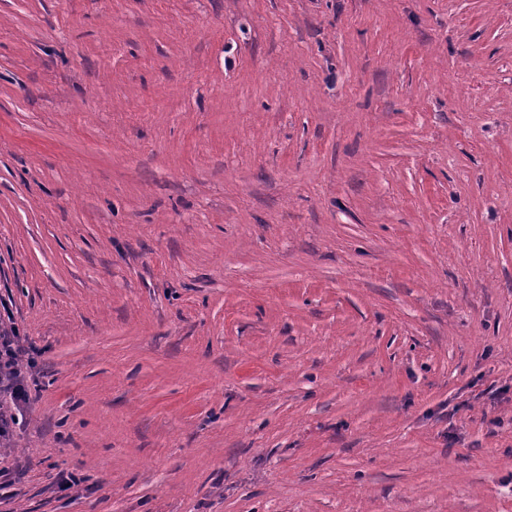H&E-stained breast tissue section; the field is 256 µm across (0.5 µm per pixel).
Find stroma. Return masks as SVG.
<instances>
[{"instance_id":"obj_1","label":"stroma","mask_w":512,"mask_h":512,"mask_svg":"<svg viewBox=\"0 0 512 512\" xmlns=\"http://www.w3.org/2000/svg\"><path fill=\"white\" fill-rule=\"evenodd\" d=\"M0 299V512H512V0H0ZM26 352L15 326L0 329V395L3 393L11 401V407H0L1 448H9L12 444L16 429L22 425L25 405L30 401L22 365V355Z\"/></svg>"}]
</instances>
